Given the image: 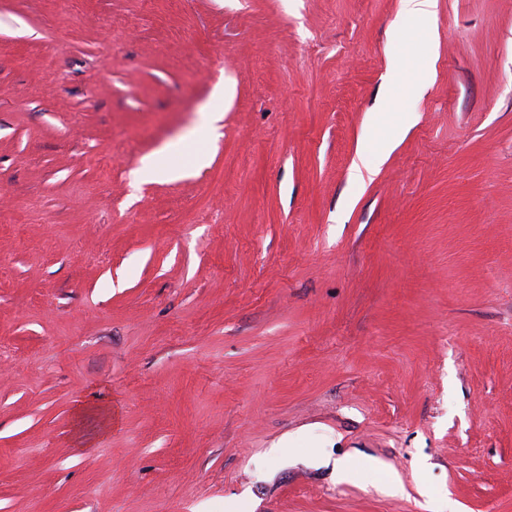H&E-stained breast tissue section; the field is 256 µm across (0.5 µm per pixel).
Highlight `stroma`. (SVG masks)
<instances>
[{"label":"stroma","instance_id":"stroma-1","mask_svg":"<svg viewBox=\"0 0 512 512\" xmlns=\"http://www.w3.org/2000/svg\"><path fill=\"white\" fill-rule=\"evenodd\" d=\"M445 500L512 512V0H0V512Z\"/></svg>","mask_w":512,"mask_h":512}]
</instances>
